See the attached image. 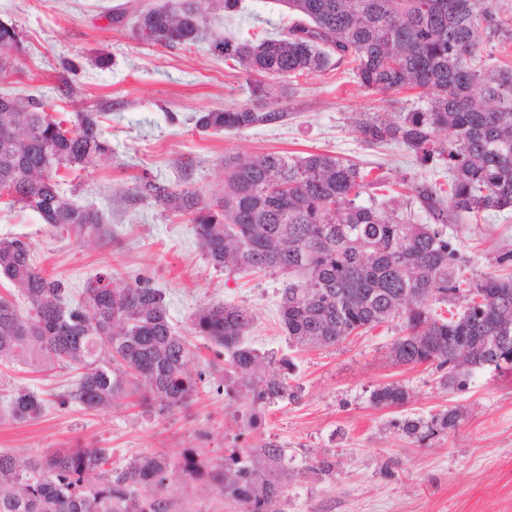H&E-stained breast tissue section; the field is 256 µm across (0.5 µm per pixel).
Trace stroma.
<instances>
[{
  "instance_id": "1",
  "label": "stroma",
  "mask_w": 512,
  "mask_h": 512,
  "mask_svg": "<svg viewBox=\"0 0 512 512\" xmlns=\"http://www.w3.org/2000/svg\"><path fill=\"white\" fill-rule=\"evenodd\" d=\"M147 0H0V22L15 24L20 45L0 74V95L47 100L52 115L93 110L112 146L110 165L74 181L76 200L99 211L116 237L103 243L71 232L55 234L40 216L0 205V238L27 241L44 275L62 279L72 294L88 280L111 274L123 288L139 282L161 289L169 317L185 330L198 308L231 303L254 317L249 343L261 357L287 359L295 396L263 404L248 423L245 393L228 396L223 370H211L215 347L197 339L205 384L189 407L150 415L128 400L86 410L61 404L72 376L64 369L37 370L0 364V406L16 388L49 396L43 414L19 422L0 415V450L38 456L77 445L109 449L111 467L132 456L163 452L180 464L196 454L206 471L223 470L234 448L272 441L284 448L283 465H265L281 486L280 512H512V376L476 371L447 383L432 366L393 364L392 342L402 320L372 328L331 347L302 351L288 342L278 305L284 278L230 274L204 256L192 225L171 221L129 189L143 174L208 195L224 179L221 161L269 151H327L382 166L396 182L447 183L444 167L422 165L405 146L367 148L350 115L376 112V94L360 88L348 63L293 79L283 103L284 121L238 132H203L202 112L250 104L242 69L229 68L212 42L227 35L264 34L288 15L278 0H242L233 16L215 10L208 37L191 46L149 45L132 37V16ZM448 234L479 279L503 273L512 253V211L467 215ZM397 383L408 392L399 407H375L371 391ZM455 408L454 429L427 438L403 432L404 419L431 420ZM332 458L336 472L318 473ZM167 495L171 512H244L204 482L174 475Z\"/></svg>"
}]
</instances>
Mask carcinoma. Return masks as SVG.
Returning <instances> with one entry per match:
<instances>
[{
    "instance_id": "carcinoma-1",
    "label": "carcinoma",
    "mask_w": 512,
    "mask_h": 512,
    "mask_svg": "<svg viewBox=\"0 0 512 512\" xmlns=\"http://www.w3.org/2000/svg\"><path fill=\"white\" fill-rule=\"evenodd\" d=\"M296 16L261 40L226 37L213 50L247 74L253 103L201 112L196 128L238 131L288 116L265 82H286L327 70L331 61L352 65L356 82L386 96L419 91L423 106L408 112H357L356 132L370 146L399 143L423 165L444 163L448 196L427 181L403 184L386 202L368 194L360 163L336 154L265 152L224 158V191L205 199L197 190L144 177L135 187L168 217L194 226L208 261L228 272L288 276L280 302L289 342L307 349L333 346L397 318L406 334L389 349L397 365H431L453 381L462 371L512 374V274L477 283L460 276L461 253L448 224L464 214L512 209V67L490 65L478 53L512 39V22L499 0H279ZM139 41L167 47L205 39L203 0L144 5L131 26ZM19 31L0 22V59L18 48ZM41 99L0 96V201L40 215L59 232L83 231L112 243L99 213L64 189L67 178L109 160L111 145L98 114L59 119ZM448 132V138L439 134ZM417 204L427 222H416ZM24 305L0 296V362L34 368L55 365L74 373L68 398L88 410L137 397L147 412L169 413L199 395L205 371L188 339L177 333L158 288L112 287L103 274L79 298L66 283L45 276L29 243L0 239V279ZM463 300L448 318L436 306ZM192 331L221 348L225 366L246 372L260 360L246 341L249 309L216 303L190 316ZM252 403L288 399L283 364L270 361ZM378 407L408 399L397 383L370 396ZM46 400L18 388L5 406L15 421L36 419ZM448 409L428 425L405 419L420 438L455 427ZM284 459L279 445L233 451L224 471L205 474L191 454L181 471L208 479L246 512H280L278 488L263 479L261 464ZM106 448H57L21 459L0 451V512H170L164 496L172 462L164 453L138 454L121 469L103 470Z\"/></svg>"
}]
</instances>
